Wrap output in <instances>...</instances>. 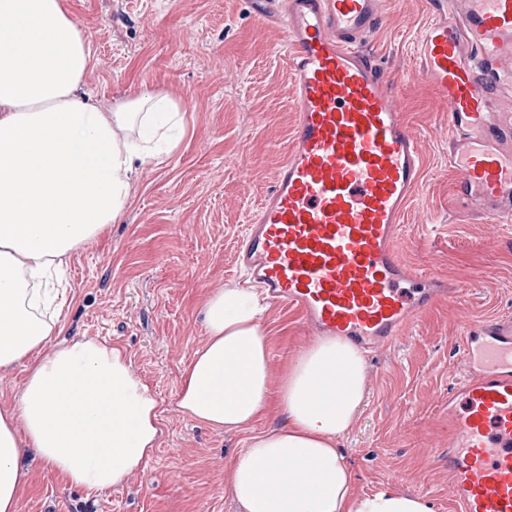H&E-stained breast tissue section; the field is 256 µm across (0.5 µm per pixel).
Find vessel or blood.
Masks as SVG:
<instances>
[{
  "mask_svg": "<svg viewBox=\"0 0 512 512\" xmlns=\"http://www.w3.org/2000/svg\"><path fill=\"white\" fill-rule=\"evenodd\" d=\"M295 123L285 161L238 244L246 282L323 336L370 349L458 288L409 271L398 234L422 186L421 144L396 87L361 44L382 0H276ZM414 47L448 112L455 195L512 222V122L492 102L512 65V0H430ZM463 377L448 394L451 512H512V320L467 326Z\"/></svg>",
  "mask_w": 512,
  "mask_h": 512,
  "instance_id": "obj_1",
  "label": "vessel or blood"
}]
</instances>
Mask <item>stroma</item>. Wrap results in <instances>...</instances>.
Segmentation results:
<instances>
[{
    "mask_svg": "<svg viewBox=\"0 0 512 512\" xmlns=\"http://www.w3.org/2000/svg\"><path fill=\"white\" fill-rule=\"evenodd\" d=\"M66 2L93 56L85 92L106 106L166 94L181 104L185 129L170 158L135 170L134 200L119 223L71 256L69 304L51 338L123 349L157 401L155 451L100 491L32 464L21 512H238L224 472L249 436L285 418L268 413L233 434L212 429L181 411L179 380L205 343L203 298L243 284L240 236L286 157L294 113L283 25L270 0ZM430 18L428 0H383L363 48L395 83L425 158L399 231L402 258L464 290L366 352L367 398L339 447L355 493L394 489L448 512V390L461 380L459 338L472 322L512 318V223L461 213L452 195L448 114L414 61ZM262 325L277 367L314 339L284 307L268 306Z\"/></svg>",
    "mask_w": 512,
    "mask_h": 512,
    "instance_id": "1",
    "label": "stroma"
}]
</instances>
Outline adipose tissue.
<instances>
[{"label":"adipose tissue","instance_id":"adipose-tissue-1","mask_svg":"<svg viewBox=\"0 0 512 512\" xmlns=\"http://www.w3.org/2000/svg\"><path fill=\"white\" fill-rule=\"evenodd\" d=\"M91 67L63 0H0V367L33 360L18 404L0 412V512H20L29 459L103 490L155 447L157 402L120 348L80 339L43 351L67 303L50 269L120 221L131 173L171 156L183 127L164 94L110 107L81 95ZM264 311L247 289L210 294L206 343L179 382L180 409L211 428L241 431L273 405L288 421L249 437L227 470L239 512H433L418 495L353 493L338 440L364 402L366 359L321 338L273 378Z\"/></svg>","mask_w":512,"mask_h":512}]
</instances>
